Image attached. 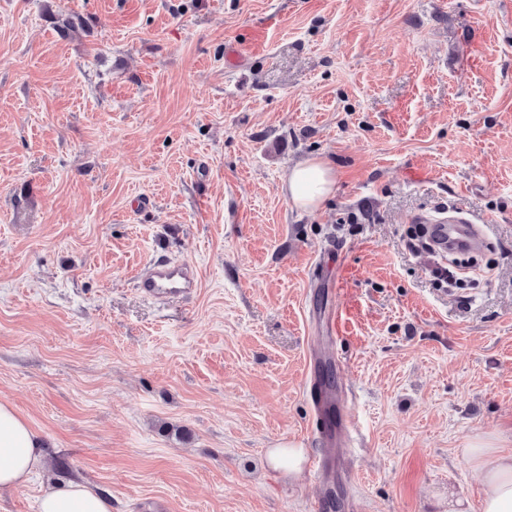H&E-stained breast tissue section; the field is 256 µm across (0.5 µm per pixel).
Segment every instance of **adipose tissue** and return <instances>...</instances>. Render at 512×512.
<instances>
[{
	"label": "adipose tissue",
	"instance_id": "obj_1",
	"mask_svg": "<svg viewBox=\"0 0 512 512\" xmlns=\"http://www.w3.org/2000/svg\"><path fill=\"white\" fill-rule=\"evenodd\" d=\"M335 183L330 162L313 159L293 167L284 188L296 208L311 212L332 195ZM467 454L482 476L481 512H512V453L478 440L470 444ZM42 461L38 434L10 404L0 402V490L26 485ZM36 512H110V504L102 494L70 482L44 489Z\"/></svg>",
	"mask_w": 512,
	"mask_h": 512
}]
</instances>
